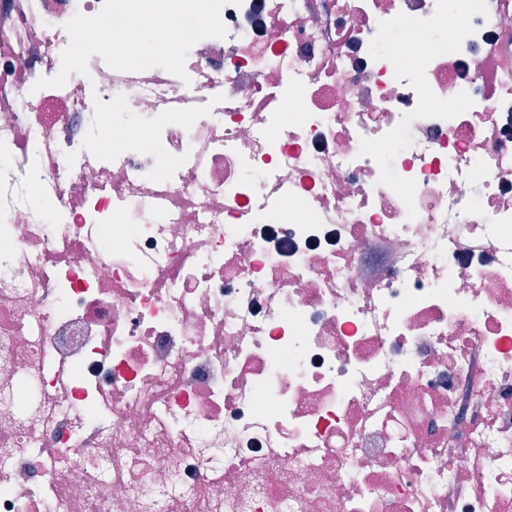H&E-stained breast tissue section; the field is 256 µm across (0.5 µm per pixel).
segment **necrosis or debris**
I'll return each instance as SVG.
<instances>
[{
  "label": "necrosis or debris",
  "mask_w": 512,
  "mask_h": 512,
  "mask_svg": "<svg viewBox=\"0 0 512 512\" xmlns=\"http://www.w3.org/2000/svg\"><path fill=\"white\" fill-rule=\"evenodd\" d=\"M166 4L0 0V512H512V0Z\"/></svg>",
  "instance_id": "4bbe7bcc"
}]
</instances>
